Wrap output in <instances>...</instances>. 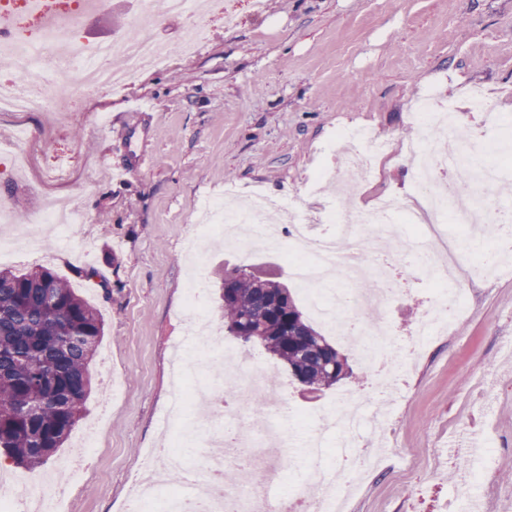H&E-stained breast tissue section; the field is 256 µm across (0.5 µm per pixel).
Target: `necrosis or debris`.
I'll list each match as a JSON object with an SVG mask.
<instances>
[{
  "label": "necrosis or debris",
  "instance_id": "necrosis-or-debris-1",
  "mask_svg": "<svg viewBox=\"0 0 512 512\" xmlns=\"http://www.w3.org/2000/svg\"><path fill=\"white\" fill-rule=\"evenodd\" d=\"M44 11L56 15L64 27L63 34L47 29L43 13L29 9L28 0H6V9L14 19L15 34L10 41H0V55L9 60L0 69V112H38L54 121H65L76 112L75 90L94 92L102 88L121 92L135 75L146 67L163 69L171 55L166 47L146 35L155 20L153 0H136V9L128 19V33L118 35L111 44L88 42L76 23L84 0H42ZM66 39L72 51L59 55V39ZM122 60L121 66L108 64L111 56ZM49 75L53 87L45 89L38 75ZM469 110L482 112L479 130L467 139L459 138L451 118L458 112L455 105L438 103L433 94L424 95L414 106L415 119L421 129L418 138L405 149L415 164L423 186L429 187L426 208L405 209L393 195H382L367 208H328L325 227L312 234L305 211L295 202L270 197L255 190L250 200L230 198L196 201L195 209L218 212L224 216V243L228 246H258L279 250L288 259L296 279L307 288L319 314L328 316L338 336L356 340L365 360L375 368L376 393L390 391L402 379L394 355V341L383 328H371L358 322L355 311L367 304L389 308L400 299L401 282L412 272L426 275L433 286L430 307L420 318L408 349L418 354L430 337L449 330L461 318L467 306L464 289L456 285L455 266L460 240L448 236L447 222L465 226H484L489 235L499 238L505 224L512 222V206L496 192L501 181L498 159L512 153V130L496 119V110L488 97L474 93ZM341 145L335 151L334 168H321L307 183L306 191L323 192L326 181H336L342 197L369 182L375 173L376 159L385 153L386 143L366 130L343 129ZM469 193L476 203L469 209H456V197ZM271 209L286 210L291 226L289 233L268 230L264 215ZM364 225L366 243L371 249L369 262L337 265L336 256L345 251L355 225ZM405 239L413 263L388 251V239ZM338 269L347 290L336 288L328 273ZM374 281V289L361 287L362 278ZM224 371L231 374L237 387L238 404L260 396L265 373L264 364L239 349L225 348ZM224 388L217 378L198 386L194 392L173 393L166 415L171 420L193 417L199 431L196 445L206 449V461L194 485L180 484L165 498H158L157 488L167 486L169 470H183L181 459L171 448H161L167 469H151L147 485L134 494L129 512H291L302 504L304 512H345L346 497L337 491L329 459L332 455L321 435L306 441L310 480L292 489H282L279 481L255 488L251 485L253 468L273 452L283 433L279 422L284 404L269 410L260 438H249L243 427L218 429L219 416L210 409L218 392ZM234 466L239 485L227 488L223 482L225 466ZM58 498H48L38 490H19L0 481V512H59Z\"/></svg>",
  "mask_w": 512,
  "mask_h": 512
}]
</instances>
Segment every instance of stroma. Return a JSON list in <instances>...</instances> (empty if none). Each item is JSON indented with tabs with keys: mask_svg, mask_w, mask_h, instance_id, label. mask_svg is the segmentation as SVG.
<instances>
[{
	"mask_svg": "<svg viewBox=\"0 0 512 512\" xmlns=\"http://www.w3.org/2000/svg\"><path fill=\"white\" fill-rule=\"evenodd\" d=\"M154 7L151 33L173 51L168 68L145 69L119 94L77 92L78 113L62 125L38 113L0 112V143L27 156L19 171L0 165V205L8 215L0 240L20 221L36 225L40 237L0 268L52 269L104 321L90 365L92 390L63 447L34 472L0 459V478L36 480L78 466L64 512H123L145 469V449L179 435V425H164L162 415L176 382L172 345L184 337L191 275L202 278L203 304L233 347L238 341L222 327L217 289L224 265L277 270L299 308L307 306L277 252L260 250L245 261L223 243L196 241L194 201L223 196L229 185L244 193L258 186L317 220L333 197L305 189L325 161L319 147L339 129L368 127L389 148L372 180L354 192V205L400 189L411 206L418 189L403 145L418 133L410 111L426 92L462 108L468 90L483 87L512 124V0H265L260 13L252 0H224L235 26L225 27L224 14L204 15L206 38L189 54L180 49L181 21L167 16L164 0ZM94 113L107 115L105 128L91 124ZM21 127L31 142L16 141ZM143 152L154 160L147 173L134 167ZM105 155L126 167L123 179L102 164ZM52 200L74 205L86 223L57 238L37 221ZM79 267L94 269V282L79 278ZM456 280L468 294L466 315L410 358L403 386L380 406L382 434L365 433L336 464L344 474L365 448L386 449L352 493L348 512H460L457 477L485 459L490 465L473 494L491 512H512V265L485 271L468 251ZM405 288V297L377 313L401 346L429 295L417 276ZM333 344L352 375L314 398L301 396L287 368L261 348L253 354L282 398L311 415L373 379L355 345L339 338ZM101 424L106 432L86 460L79 439Z\"/></svg>",
	"mask_w": 512,
	"mask_h": 512,
	"instance_id": "stroma-1",
	"label": "stroma"
}]
</instances>
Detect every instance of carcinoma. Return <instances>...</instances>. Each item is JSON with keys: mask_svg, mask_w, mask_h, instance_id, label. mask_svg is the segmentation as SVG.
I'll return each mask as SVG.
<instances>
[{"mask_svg": "<svg viewBox=\"0 0 512 512\" xmlns=\"http://www.w3.org/2000/svg\"><path fill=\"white\" fill-rule=\"evenodd\" d=\"M221 283L224 323L243 349L261 345L316 390L342 380L347 358L304 320L287 285L259 283L243 266L224 269ZM260 326L256 342L248 332ZM103 334L99 310L53 270L0 271V457L35 469L62 447L91 392Z\"/></svg>", "mask_w": 512, "mask_h": 512, "instance_id": "1", "label": "carcinoma"}]
</instances>
